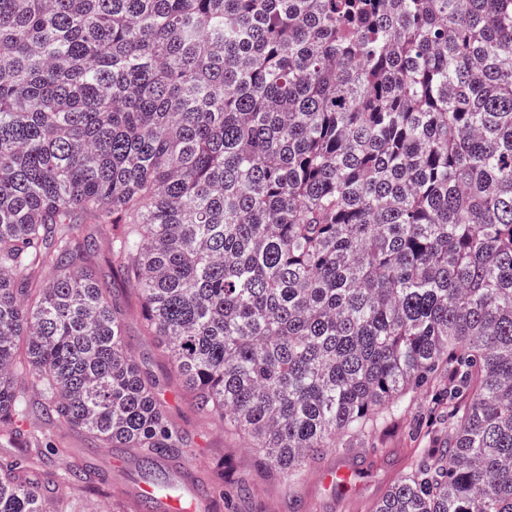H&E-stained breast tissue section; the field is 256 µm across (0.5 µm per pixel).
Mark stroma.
I'll use <instances>...</instances> for the list:
<instances>
[{
  "label": "stroma",
  "instance_id": "stroma-1",
  "mask_svg": "<svg viewBox=\"0 0 512 512\" xmlns=\"http://www.w3.org/2000/svg\"><path fill=\"white\" fill-rule=\"evenodd\" d=\"M96 278L112 300L126 310L125 340L143 368L156 379L170 418L189 437L188 462L195 474L222 484L214 512H370L371 507L436 443H447L448 424L429 415L432 389L422 388L400 414L388 419L374 439L359 448H329L312 462L296 494H289L282 476L265 469L245 440L225 434L216 418H202L190 392L173 371L157 342L147 336L140 317L138 293L114 280L112 257L100 248L93 261ZM105 478L104 494L75 487L70 495L75 512H130L131 490L143 479L141 463L124 448L89 454ZM253 490L250 498L236 493L239 484Z\"/></svg>",
  "mask_w": 512,
  "mask_h": 512
}]
</instances>
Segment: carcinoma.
<instances>
[{"label": "carcinoma", "mask_w": 512, "mask_h": 512, "mask_svg": "<svg viewBox=\"0 0 512 512\" xmlns=\"http://www.w3.org/2000/svg\"><path fill=\"white\" fill-rule=\"evenodd\" d=\"M112 233L88 237L83 225ZM288 491L437 372L375 512H512V0H0V441L191 452L88 267ZM46 439L0 512H69ZM26 429L33 431L31 442L34 441L35 438H61L70 448H83L81 447L83 440L80 437L73 435L65 426L48 421L38 410L34 409V411L31 412Z\"/></svg>", "instance_id": "obj_1"}]
</instances>
